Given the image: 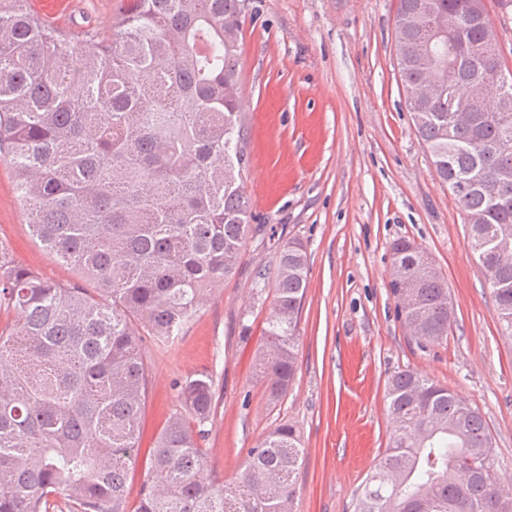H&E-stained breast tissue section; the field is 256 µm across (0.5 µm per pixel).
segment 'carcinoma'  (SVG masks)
<instances>
[{
    "label": "carcinoma",
    "instance_id": "1",
    "mask_svg": "<svg viewBox=\"0 0 512 512\" xmlns=\"http://www.w3.org/2000/svg\"><path fill=\"white\" fill-rule=\"evenodd\" d=\"M465 50L453 88L430 56L396 54L403 91L430 79L440 95L413 113L435 172L461 206L501 319L512 328V99L498 50L485 59L468 0H399L396 41L424 38L426 3ZM245 0H132L100 37L71 40L25 0H0V163L14 173L29 226L76 269L62 284L13 262L0 241V512H294L304 449L282 424L250 449L240 477L204 476L199 441L213 417L209 375L177 380L184 411L157 437L140 498L127 501L147 395L144 337L171 340L239 267L250 224L247 127L238 86ZM486 112L467 108L475 81ZM390 290L421 344L448 336V286L406 239L391 246ZM416 283L411 298L398 275ZM308 287L298 240L278 251L272 315L258 366L269 400L288 391ZM400 426L365 481L355 512H512L481 413L414 370L388 379Z\"/></svg>",
    "mask_w": 512,
    "mask_h": 512
}]
</instances>
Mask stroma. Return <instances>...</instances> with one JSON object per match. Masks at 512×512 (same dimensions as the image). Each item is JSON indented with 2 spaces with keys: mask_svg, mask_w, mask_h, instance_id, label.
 <instances>
[{
  "mask_svg": "<svg viewBox=\"0 0 512 512\" xmlns=\"http://www.w3.org/2000/svg\"><path fill=\"white\" fill-rule=\"evenodd\" d=\"M56 21L111 30L127 0H73ZM397 0H247L239 84L250 131L252 221L235 276L167 342L146 338L148 394L137 465L181 408L172 384L212 376L216 408L201 446L206 476L235 480L251 448L293 426L304 460L294 512H354L357 493L388 448L395 426L386 383L411 369L479 409L494 443L496 477L512 481V337L476 255L458 202L438 178L406 106L395 55ZM0 238L16 264L77 281L32 236L8 165L0 164ZM414 241L447 283L454 313L447 339L420 346L405 330L389 288L391 245ZM301 241L308 288L297 330V371L278 403L256 369L272 291L252 296L258 270L273 273L282 242Z\"/></svg>",
  "mask_w": 512,
  "mask_h": 512,
  "instance_id": "stroma-1",
  "label": "stroma"
}]
</instances>
